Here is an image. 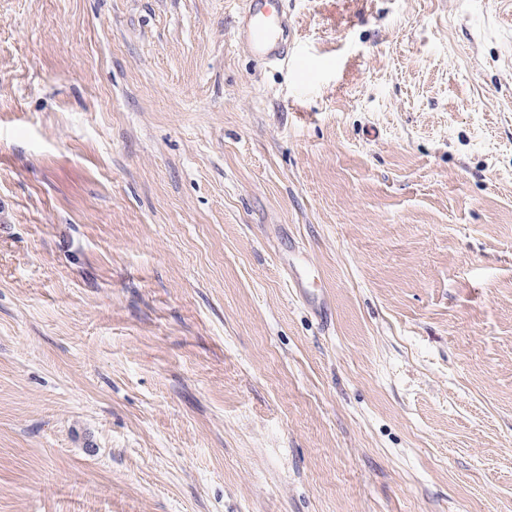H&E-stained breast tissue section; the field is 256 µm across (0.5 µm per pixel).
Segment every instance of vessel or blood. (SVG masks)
<instances>
[{
  "mask_svg": "<svg viewBox=\"0 0 512 512\" xmlns=\"http://www.w3.org/2000/svg\"><path fill=\"white\" fill-rule=\"evenodd\" d=\"M244 15L236 30V43L252 56L284 61L294 56L287 19L276 7L277 0H245Z\"/></svg>",
  "mask_w": 512,
  "mask_h": 512,
  "instance_id": "vessel-or-blood-1",
  "label": "vessel or blood"
}]
</instances>
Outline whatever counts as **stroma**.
Masks as SVG:
<instances>
[{"instance_id": "35a3bbf8", "label": "stroma", "mask_w": 512, "mask_h": 512, "mask_svg": "<svg viewBox=\"0 0 512 512\" xmlns=\"http://www.w3.org/2000/svg\"><path fill=\"white\" fill-rule=\"evenodd\" d=\"M0 0V512H512V0ZM246 3L236 30V43L252 56L285 61L299 55L289 39L288 20L276 9V0H243Z\"/></svg>"}]
</instances>
